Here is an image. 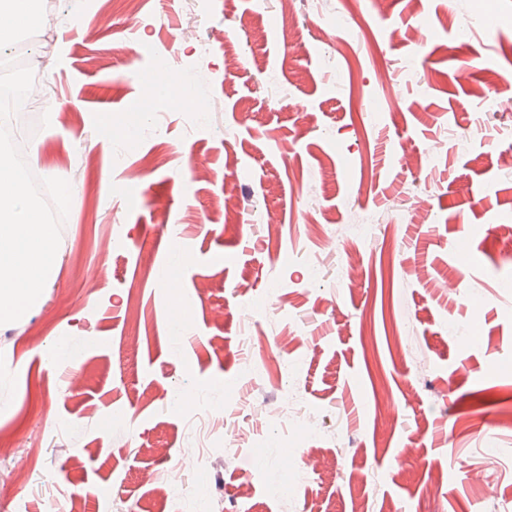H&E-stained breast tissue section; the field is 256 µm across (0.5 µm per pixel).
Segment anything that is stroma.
<instances>
[{
	"label": "stroma",
	"instance_id": "stroma-1",
	"mask_svg": "<svg viewBox=\"0 0 512 512\" xmlns=\"http://www.w3.org/2000/svg\"><path fill=\"white\" fill-rule=\"evenodd\" d=\"M135 3L41 0L47 22L29 33L54 99L39 169L73 186L40 302L0 325V512H156L147 475L189 432L174 392L259 410L293 392L320 432L265 421L217 449L218 468L185 474L166 512H512L498 454L512 448V239L495 231L512 225V110L487 106L512 72V0H291L286 39L279 0H185L175 17L168 0ZM174 22L177 72L223 108L190 135L161 102L160 140L136 75L167 57ZM109 120L134 125L135 144ZM136 173L149 197L132 209ZM420 199L425 218L390 223ZM257 212L276 213L275 239ZM177 250L170 289L159 269ZM224 251L233 261H214ZM281 288L290 314L246 321L242 302ZM61 339L73 387L44 354ZM286 453L320 466L298 481ZM17 469L27 486L8 481Z\"/></svg>",
	"mask_w": 512,
	"mask_h": 512
}]
</instances>
